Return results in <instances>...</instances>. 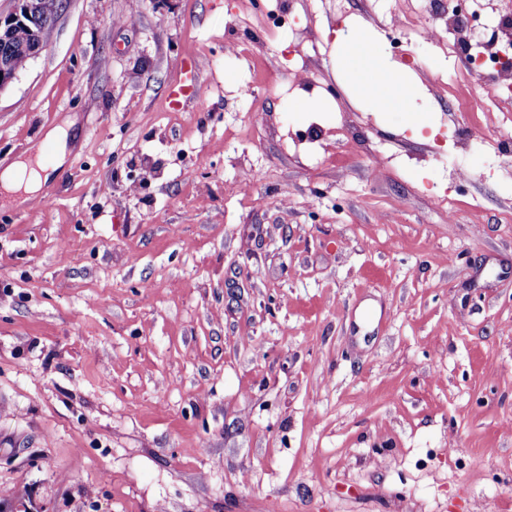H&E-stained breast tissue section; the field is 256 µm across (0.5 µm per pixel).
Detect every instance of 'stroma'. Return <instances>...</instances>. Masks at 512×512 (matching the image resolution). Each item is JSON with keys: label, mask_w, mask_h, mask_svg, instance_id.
<instances>
[{"label": "stroma", "mask_w": 512, "mask_h": 512, "mask_svg": "<svg viewBox=\"0 0 512 512\" xmlns=\"http://www.w3.org/2000/svg\"><path fill=\"white\" fill-rule=\"evenodd\" d=\"M419 6L279 0L298 54L253 0H60L0 91V171L68 133L0 194V512L512 506V96L447 36L393 45ZM348 19L410 111L355 97ZM197 91V65L190 63L186 66L185 80L178 87H174L169 95L170 103L173 106H180L196 96ZM36 164L38 168L34 167ZM45 168L39 164V158L18 160L0 173V186L7 195H32L40 190L47 180Z\"/></svg>", "instance_id": "obj_1"}]
</instances>
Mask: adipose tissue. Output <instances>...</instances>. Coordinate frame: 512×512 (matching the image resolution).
<instances>
[{"label":"adipose tissue","mask_w":512,"mask_h":512,"mask_svg":"<svg viewBox=\"0 0 512 512\" xmlns=\"http://www.w3.org/2000/svg\"><path fill=\"white\" fill-rule=\"evenodd\" d=\"M370 39L368 27L359 23L347 24L339 31L338 57L349 80L362 96L369 98L375 111L406 109L414 82L398 80L392 67L378 54L368 53L366 44ZM46 179L44 168L34 167L32 160L25 158L0 172V189L9 195H32Z\"/></svg>","instance_id":"ef3b65f1"}]
</instances>
